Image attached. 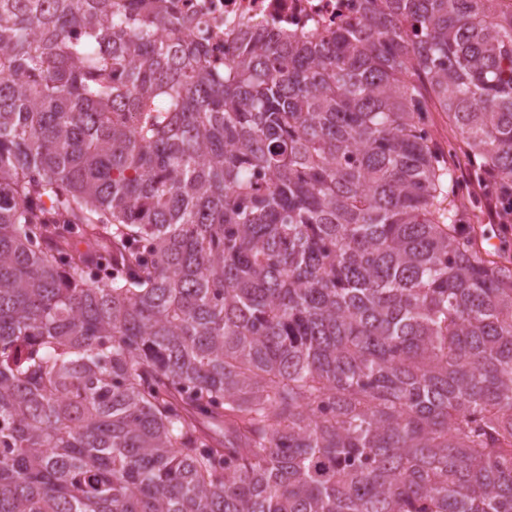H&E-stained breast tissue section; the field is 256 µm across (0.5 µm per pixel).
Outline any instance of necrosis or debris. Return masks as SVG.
I'll return each instance as SVG.
<instances>
[{"instance_id":"4bbe7bcc","label":"necrosis or debris","mask_w":512,"mask_h":512,"mask_svg":"<svg viewBox=\"0 0 512 512\" xmlns=\"http://www.w3.org/2000/svg\"><path fill=\"white\" fill-rule=\"evenodd\" d=\"M184 15L201 19L191 37L206 38L217 61L232 56L248 31L318 35L359 19L366 0H173Z\"/></svg>"}]
</instances>
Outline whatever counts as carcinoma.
Returning a JSON list of instances; mask_svg holds the SVG:
<instances>
[{
  "instance_id": "obj_1",
  "label": "carcinoma",
  "mask_w": 512,
  "mask_h": 512,
  "mask_svg": "<svg viewBox=\"0 0 512 512\" xmlns=\"http://www.w3.org/2000/svg\"><path fill=\"white\" fill-rule=\"evenodd\" d=\"M190 25L0 0V512H512V13ZM490 218L495 224H512V187H500L489 205Z\"/></svg>"
}]
</instances>
